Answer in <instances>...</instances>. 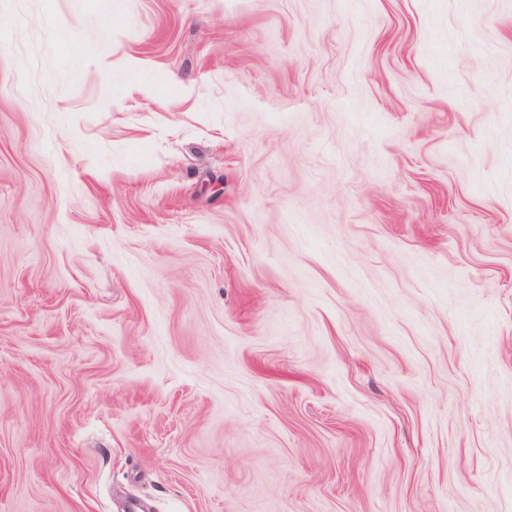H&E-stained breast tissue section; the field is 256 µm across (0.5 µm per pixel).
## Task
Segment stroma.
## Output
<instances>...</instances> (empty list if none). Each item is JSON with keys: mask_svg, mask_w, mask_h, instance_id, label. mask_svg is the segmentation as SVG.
I'll use <instances>...</instances> for the list:
<instances>
[{"mask_svg": "<svg viewBox=\"0 0 512 512\" xmlns=\"http://www.w3.org/2000/svg\"><path fill=\"white\" fill-rule=\"evenodd\" d=\"M512 512V0H0V512Z\"/></svg>", "mask_w": 512, "mask_h": 512, "instance_id": "1", "label": "stroma"}]
</instances>
